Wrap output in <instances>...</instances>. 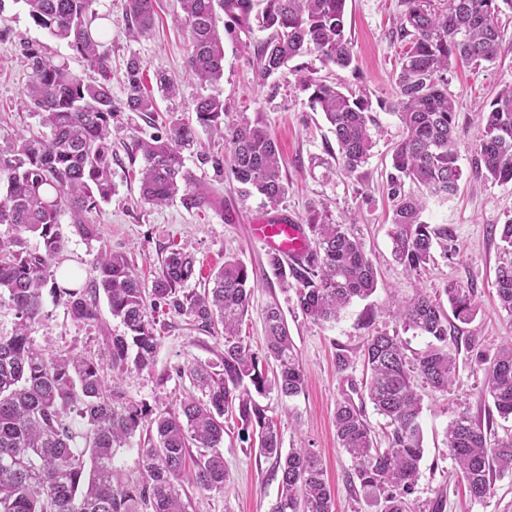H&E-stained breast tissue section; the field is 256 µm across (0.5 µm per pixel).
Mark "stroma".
Wrapping results in <instances>:
<instances>
[{
  "label": "stroma",
  "instance_id": "35a3bbf8",
  "mask_svg": "<svg viewBox=\"0 0 512 512\" xmlns=\"http://www.w3.org/2000/svg\"><path fill=\"white\" fill-rule=\"evenodd\" d=\"M103 17V42L111 51L112 94L122 98V79L130 56H137L144 84L154 88L157 72H165L179 85L171 98L158 97V110L151 115L133 114L135 135H162L171 116L187 117V106L199 87L185 69L188 31L174 15L177 0H158L153 30L131 40L124 17V0H98ZM402 13L400 0H346L345 31L354 45L352 67L323 65L306 55L265 82L256 78L255 53L270 36L257 23L241 27L227 23L224 29V120L240 117L261 122L279 144L282 172L288 193L275 207L259 195L242 196L237 183L217 180L211 165L188 157L187 165L207 183L211 205L186 208L181 202L162 207L140 199V162L131 160L121 140H114L118 156L113 165L117 192L109 204L91 213L99 237L84 240L69 235L62 254L63 268L89 277L100 247L120 252L130 259L144 281H151L169 248L194 255L198 275L188 287L202 290L207 279L233 256L248 268L255 282L252 308L240 334L255 352L264 350L261 311L269 304L281 307L288 330L299 353L306 387L299 398L281 402L276 396L263 398L276 421L283 448L305 443L320 453L326 477L335 491L336 512H370L367 499L353 492L348 482L349 456L339 447L333 423L337 399L351 393L362 408L377 438H384L385 419L378 415L364 387L366 371L361 351L372 331H397L398 322L387 312L393 300L412 295L420 288L428 294L441 293L447 281L474 287L479 306L474 320L464 325L465 335L478 337L481 350L494 357L512 342V316L498 307L492 282L500 259V240L491 225L512 217V184L476 181L470 178L472 144L479 126V113L488 109L498 93L512 86V10L499 14L501 45L495 62L478 66L453 64L448 73V91L456 106L459 131L458 163L464 172L456 195L432 198L422 214L424 222L448 230L447 254H435L425 270L410 274L391 255L389 204L380 186L390 167L394 143L401 136V123L388 105L396 96L394 75L407 44L398 36ZM41 48L48 56L66 61L76 72H87L86 63L63 43L53 40L37 26L19 0H0V131L9 132L34 125V118L21 109L20 93L27 81L24 53ZM307 67L313 77L366 97L376 119L374 146L368 163L354 176L338 174V148L320 109L313 107L309 92L298 83L296 70ZM326 209L332 219L351 220L352 229L364 244L378 269V288L367 299L354 301L333 323L316 324L305 319L296 307L294 292L284 291L266 264L267 252L251 238L248 226L258 215L286 213L303 223L310 208ZM44 320L35 328L40 345L53 350L75 349L92 355L102 351V330L120 331L118 321L103 314L104 329L79 327L72 323L62 299L44 296ZM161 329L152 373L131 372L123 377L128 399L147 407L157 401L178 403L194 387L175 374L176 367L216 358L223 348L220 336L188 325L184 318L157 311ZM344 353L352 365L345 373L336 370V356ZM458 371L451 392L424 390L421 416L424 456L420 477L409 500V512H512V477L495 479L490 496L474 501L457 476L445 443L449 422L465 412L480 422L488 442L512 436V419L501 418L490 397L484 396V371L467 348L457 352ZM224 464L230 482L223 494H204L190 489L192 512H268L276 497L277 483L271 463L250 453L238 435V425L226 423Z\"/></svg>",
  "mask_w": 512,
  "mask_h": 512
}]
</instances>
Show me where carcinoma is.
<instances>
[{
  "mask_svg": "<svg viewBox=\"0 0 512 512\" xmlns=\"http://www.w3.org/2000/svg\"><path fill=\"white\" fill-rule=\"evenodd\" d=\"M34 23L63 41L98 75L88 80L40 48L25 53L29 69L20 104L37 120L39 131H16L0 138V304L14 311L12 330L0 334V512H188L183 483L197 490L224 493L229 472L224 465V424L235 419L244 433H258L259 455L272 461L278 479L269 512H335V496L325 479L322 458L311 448L283 452L281 437L267 409L256 397H299L305 377L297 349L277 304L263 312L266 371L240 336L252 306L254 287L247 266L230 257L201 293L184 292L196 278L195 258L170 249L151 287H145L127 256L108 250L97 254L94 274L78 283L76 273L60 270L66 239L61 216L71 215L72 231L85 240L97 236L87 214L112 200V118L117 112L156 111L135 57L126 66L122 102L112 96V61L102 42L97 0H22ZM156 0H126L128 33L137 38L154 25ZM346 0H265L258 17L271 37L257 48V77L263 82L290 60L313 54L323 64L349 67L353 44L345 33ZM400 37L408 40L396 73V99L388 105L404 129L392 154V171L381 184L391 203L392 252L409 273L433 261L438 247L448 255V229L421 220L429 197L457 192L458 165L455 103L448 94L452 62L495 61L500 45L498 0H402ZM189 32L187 67L202 89L224 78V38L218 12L249 25L252 0H178ZM301 86L330 124L338 147V165L348 176L368 162L373 147L371 105L336 86L303 73ZM196 123L174 118L161 137H135L131 150L141 154L140 194L144 203L163 206L180 200L187 208L210 203L208 187L187 167L184 151L198 131L224 139L228 160L213 159L224 172L263 196L271 206L288 193L279 148L267 127L248 119L224 123V98L199 94L191 101ZM471 174L493 183H512V88L499 93L490 111L481 113L473 144ZM420 192L406 190V184ZM306 224L314 248L299 262L267 255L269 267L285 289H295L297 306L314 323L338 320L356 299L377 289V273L363 244L347 224L311 208ZM35 244H30V240ZM506 259L495 272L501 308L512 315V218L500 228ZM64 299L77 326L103 323L100 300L124 331L103 336L104 356L80 351H50L37 344L34 327L44 318V291ZM443 307L421 289L393 301L404 332L436 341L411 362L399 334L376 331L361 356L369 376L368 398L389 427L387 447L380 448L362 409L345 395L336 401L334 422L340 447L352 463L351 483L376 512H406L414 492L424 448L420 424L423 398L415 378L446 393L458 369L448 341H464L477 351L484 367L485 391L500 417H512V346L489 360L478 351L475 336L460 337V325L477 311L475 289L449 282ZM198 328L223 331L224 349L216 359L176 369L203 398L192 394L175 407L159 403L140 407L129 400L119 377L131 371L152 372L159 344L149 310L159 305ZM142 471L123 480L114 468L120 449L142 431ZM448 453L470 497L490 495L493 476L512 475V437L490 446L480 424L462 412L447 430Z\"/></svg>",
  "mask_w": 512,
  "mask_h": 512,
  "instance_id": "carcinoma-1",
  "label": "carcinoma"
}]
</instances>
